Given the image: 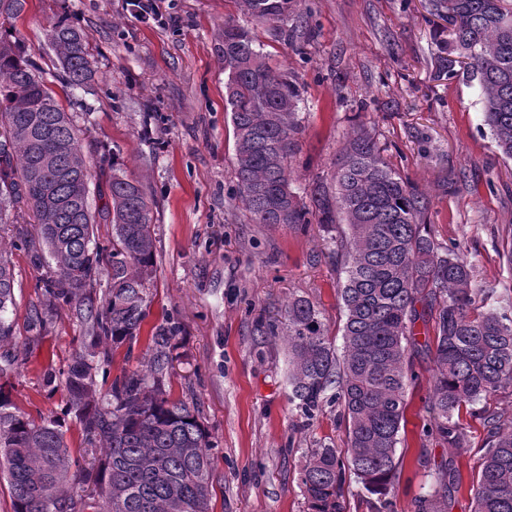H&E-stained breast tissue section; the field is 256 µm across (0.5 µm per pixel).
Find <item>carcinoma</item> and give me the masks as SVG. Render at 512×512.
I'll return each mask as SVG.
<instances>
[{
    "mask_svg": "<svg viewBox=\"0 0 512 512\" xmlns=\"http://www.w3.org/2000/svg\"><path fill=\"white\" fill-rule=\"evenodd\" d=\"M297 0H237L259 22L288 24ZM448 23V54L464 59L481 90L483 122L499 151L512 159V0H428ZM49 42L64 84L88 90L95 65L84 28L54 23ZM225 104L233 126L238 192L257 224L306 227L309 210L293 185L288 159L298 133L299 90L288 72L257 49L248 28L224 24ZM75 115L59 104L22 45L0 37V225L18 223L26 202L38 224L46 267L32 327L67 309L84 330L82 347L61 372L69 412L87 447L105 452L101 474L72 459L56 419L37 424L0 384V474L14 512H209L215 443L198 411L168 398L164 378L179 327L161 324L149 338L142 367L96 397L97 374L111 352L135 340L146 317L155 273L152 206L143 186L104 150L83 154ZM106 174L112 200L101 220L112 247L96 241L90 181ZM336 193L315 184L310 198L325 231L337 232L336 267L345 316L336 346L309 300L288 302L284 321H262L265 334L288 346V384L310 419L333 400L344 411L345 448L311 450L299 481L308 512H346V473L376 497L375 512H394L397 445L410 384L408 353L431 350L432 387L426 433L460 450L467 435L462 409L480 416L482 444L474 512H512V421L474 405L512 388V306L484 305V288L457 247L439 243L424 224V195L403 179L366 131L345 145L336 163ZM106 283L102 293L97 287ZM11 262L0 251V346L13 338ZM436 311V344L414 333L416 303ZM439 482L420 496L416 512H448L461 473L448 458ZM92 483L88 503L74 490Z\"/></svg>",
    "mask_w": 512,
    "mask_h": 512,
    "instance_id": "1",
    "label": "carcinoma"
}]
</instances>
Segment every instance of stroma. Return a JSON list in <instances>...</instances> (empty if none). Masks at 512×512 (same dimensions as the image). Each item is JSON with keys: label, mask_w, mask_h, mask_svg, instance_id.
<instances>
[{"label": "stroma", "mask_w": 512, "mask_h": 512, "mask_svg": "<svg viewBox=\"0 0 512 512\" xmlns=\"http://www.w3.org/2000/svg\"><path fill=\"white\" fill-rule=\"evenodd\" d=\"M61 18L81 23L97 61L93 111L80 126L85 156L99 145L116 152L127 176L154 201L157 277L146 318L132 345L117 349L98 376V391L140 366L153 328L178 322L176 358L165 388L193 404L216 444L211 512H308L299 472L311 449L343 446L345 423L336 403L303 418L288 387L283 339L258 332V319L283 318L302 296L320 309L334 339L344 314L334 243L319 224L300 230L252 222L238 197L233 128L225 110L224 64L216 52L226 21L239 20L234 0H159L157 18L136 16L129 0H26L10 35L39 67L61 102L69 91L55 77L48 34ZM289 35L250 22L264 52L287 66L300 91L297 147L290 160L295 186L330 181L336 160L357 130L421 191L436 238L456 244L474 268V285L512 299V268L501 257L512 239V160L498 151L482 121L477 82L445 69L448 25L427 0H301ZM7 225L15 269L8 317L15 359L6 388L33 419L59 416L73 457L87 469L67 394L57 375L80 345V328L60 310L41 331L30 327L45 273L28 243L31 213L19 206ZM397 456L395 512L434 484L450 457L423 433L431 364L413 357ZM467 447L456 464L462 484L449 512H471L473 479L485 431L462 411Z\"/></svg>", "instance_id": "stroma-1"}]
</instances>
